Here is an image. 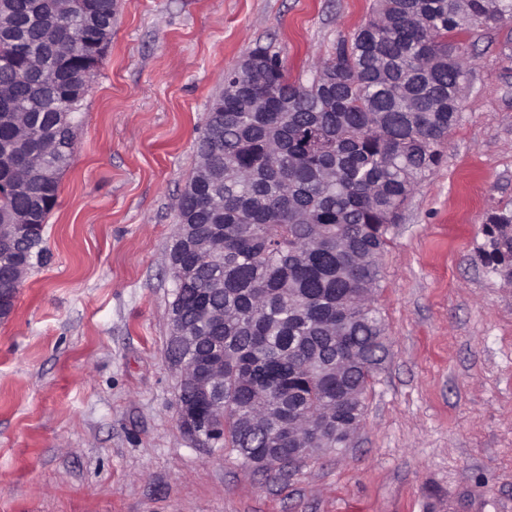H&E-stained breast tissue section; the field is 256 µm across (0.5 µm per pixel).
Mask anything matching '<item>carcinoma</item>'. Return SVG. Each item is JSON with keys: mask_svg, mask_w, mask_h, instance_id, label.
Instances as JSON below:
<instances>
[{"mask_svg": "<svg viewBox=\"0 0 512 512\" xmlns=\"http://www.w3.org/2000/svg\"><path fill=\"white\" fill-rule=\"evenodd\" d=\"M116 0H0V111L18 108L51 133L55 176L22 194L0 182V224L34 217L16 244L43 264V227L70 166L77 111L88 91L86 40H111ZM512 19V0H377L375 15L336 41L311 80L292 82L272 45L252 77L243 64L204 118L197 153L224 176V212L183 193L178 223L224 230V253L191 257L196 280L175 293L201 336L224 345V408L217 439L246 466L274 448L288 422L312 420L310 447L346 448L364 413L363 393L387 348L378 287L389 227L462 111L472 59L456 40L476 24ZM0 150L34 153L0 125ZM481 262L512 284V209L487 214ZM204 300L224 328L197 325Z\"/></svg>", "mask_w": 512, "mask_h": 512, "instance_id": "1", "label": "carcinoma"}]
</instances>
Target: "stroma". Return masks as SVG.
<instances>
[{"label": "stroma", "instance_id": "35a3bbf8", "mask_svg": "<svg viewBox=\"0 0 512 512\" xmlns=\"http://www.w3.org/2000/svg\"><path fill=\"white\" fill-rule=\"evenodd\" d=\"M374 7L117 0L47 259L0 321V512H512V285L478 258L512 207V21L458 36L462 112L387 234L389 352L349 448L276 476L178 422L168 247L208 106L258 44L309 80Z\"/></svg>", "mask_w": 512, "mask_h": 512}]
</instances>
